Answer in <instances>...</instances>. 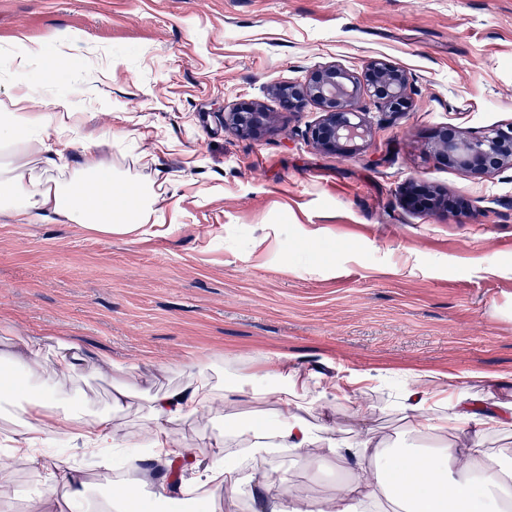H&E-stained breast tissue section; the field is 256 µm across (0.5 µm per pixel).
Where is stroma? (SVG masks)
Here are the masks:
<instances>
[{
  "instance_id": "stroma-1",
  "label": "stroma",
  "mask_w": 512,
  "mask_h": 512,
  "mask_svg": "<svg viewBox=\"0 0 512 512\" xmlns=\"http://www.w3.org/2000/svg\"><path fill=\"white\" fill-rule=\"evenodd\" d=\"M61 35L85 47L51 81L81 120L68 157L110 144L117 167L176 180L182 216L146 237L0 223V336L130 368L138 396L112 414L122 438H140L143 396L280 356L316 380L365 376L353 398L314 397L311 422L340 440L455 445L408 433L407 389L512 398V171L465 175L430 149L441 127L512 123V0H0V99L43 77L39 63L15 70L18 39ZM372 58L417 92L409 112H371L359 154L307 142L314 107L258 139L217 117L320 65L358 73ZM413 181L472 203L475 219L407 208ZM217 435L205 418L170 428L201 458ZM273 465L300 499L336 494L335 468L289 452Z\"/></svg>"
}]
</instances>
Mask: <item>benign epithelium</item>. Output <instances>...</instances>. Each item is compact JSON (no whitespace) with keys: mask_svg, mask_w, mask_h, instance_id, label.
Listing matches in <instances>:
<instances>
[{"mask_svg":"<svg viewBox=\"0 0 512 512\" xmlns=\"http://www.w3.org/2000/svg\"><path fill=\"white\" fill-rule=\"evenodd\" d=\"M285 111L302 112L313 105L318 120L306 131L317 149L345 156L363 148L372 137L368 106L400 114L413 105L415 89L408 72L383 59L366 62L362 74L329 63L311 70L304 79L272 86ZM224 130L259 138L276 123L278 113L259 103L244 104L220 114ZM438 157L465 174H494L512 170V123L480 136H464L453 128L434 135Z\"/></svg>","mask_w":512,"mask_h":512,"instance_id":"7a95c632","label":"benign epithelium"}]
</instances>
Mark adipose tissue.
Segmentation results:
<instances>
[{
    "instance_id": "adipose-tissue-1",
    "label": "adipose tissue",
    "mask_w": 512,
    "mask_h": 512,
    "mask_svg": "<svg viewBox=\"0 0 512 512\" xmlns=\"http://www.w3.org/2000/svg\"><path fill=\"white\" fill-rule=\"evenodd\" d=\"M77 126L68 98L27 88L0 101V223L80 224L105 235L159 233L177 224L181 214L176 188L139 180L115 170L111 158L91 153L69 164L61 148ZM0 362L19 368L0 403L8 405L10 430L0 437V452L33 469L46 468L41 447L58 436L88 452L118 448L122 441L112 424L113 409L135 396L137 384L122 366L104 359L97 371L115 382L108 407L93 411L67 399L79 378L84 357L76 346L56 358L41 340H8ZM276 399L275 416L245 427H224L225 408ZM312 401L309 379L287 359L251 373L236 383L206 376L149 397L144 409L145 455L127 454L129 475L118 493L99 496L96 487L74 466L51 476L63 494L48 489L28 498L29 512H157L176 495L204 490L200 512H215L214 495L223 491L245 498L252 512H359L372 503L374 512L396 505L399 512H512V453L489 452L485 436L512 426V400L489 410L476 409L461 389L406 393L401 404L410 432L467 435L463 448H375L370 440L341 442L326 429H314L307 416ZM205 417L221 425L207 462L184 465L173 482L138 477L140 460L172 467L180 453L170 437L171 425ZM293 452L347 470L334 498L305 505L273 476L271 458Z\"/></svg>"
}]
</instances>
